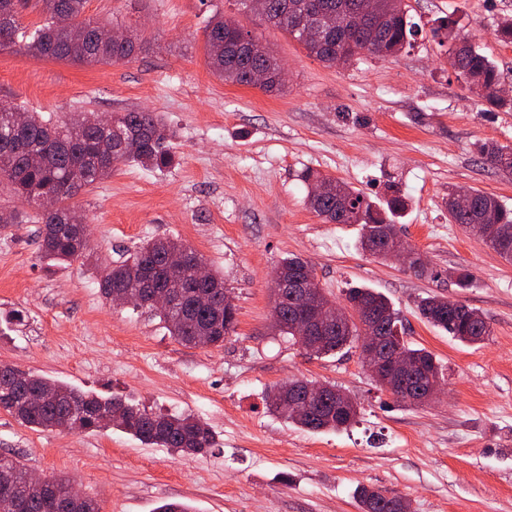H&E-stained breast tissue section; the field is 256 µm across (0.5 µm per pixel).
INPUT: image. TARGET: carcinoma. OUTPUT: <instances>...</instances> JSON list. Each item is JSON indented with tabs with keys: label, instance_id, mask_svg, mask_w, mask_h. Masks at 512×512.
I'll list each match as a JSON object with an SVG mask.
<instances>
[{
	"label": "carcinoma",
	"instance_id": "carcinoma-1",
	"mask_svg": "<svg viewBox=\"0 0 512 512\" xmlns=\"http://www.w3.org/2000/svg\"><path fill=\"white\" fill-rule=\"evenodd\" d=\"M86 0H34L43 20L28 29L19 22L20 9L28 0H0V52L23 49L34 59H55L84 65H109L131 57L135 41L131 36L121 42L103 41L95 32L102 24L84 16ZM240 10L258 19L267 30L288 34L307 54L327 65L336 64V55L346 53L344 63L350 64L366 56L394 57L411 45L418 33L410 20L407 0H265V8L255 13L248 0H238ZM371 9L367 23L349 38L328 33L318 41L302 38L296 22L312 24L318 17L336 11L347 15L362 4ZM82 28L86 37L74 41V29ZM434 32L448 41V63L469 89L480 94L495 108L512 109V99L498 93L500 74L495 65L467 37L458 33L451 18H442ZM496 39L512 44V17L500 18L494 30ZM208 66L218 79L237 85H249L248 73L256 63L276 71L281 67L278 57L264 46L259 37L241 26L217 15L210 21L204 43ZM170 128L154 112L128 111L112 116V125L104 126L93 112H75L65 122L53 123L37 112H23L18 106L0 112V183L7 185L19 198L30 204L44 195L56 196V209L35 215L16 209L0 216V230L31 221L40 225L39 247L43 258L61 266L89 254L91 246L81 211L72 200L83 190L108 178L119 166L135 162L163 170L175 162L170 149ZM478 151L484 162L506 178H512V147L496 142H483ZM336 193L318 196L308 192L307 205L318 216L334 224H359L358 249L378 259L396 241L395 222L410 206L408 196L398 193L381 203L372 201L361 190L342 181H335ZM465 205L457 204V193L448 195V221L480 235L503 259L512 262V208L500 199L474 189H467ZM181 242L152 238L142 242L127 259L106 264L101 272L99 289L106 301L112 295L141 291L145 272L151 287H171L178 297L168 311H158L143 301L139 308L158 317L177 342L198 346L203 338L212 347L224 345L237 327L236 308L224 306V277L206 268L207 277L197 283L194 268L204 264L202 256L190 251L184 256L186 288L170 281V259L180 255ZM306 262L299 257L279 261L276 269L288 278L304 277ZM347 305L357 304L369 309L372 318L332 324L305 344L311 355L322 358L353 347L364 331L386 335L399 328L405 334L400 312L381 293L371 289H349ZM420 315L432 326L466 344H477L491 335L488 318L482 312L460 301L432 295L418 304ZM291 298L283 299L272 311L274 328L292 343L299 342L292 318ZM398 345L412 363L436 376L442 369L432 353L412 348L404 341ZM292 396L274 386L265 394L267 411L283 421L311 432H339L351 426L360 414L358 404L350 397H339L342 390L330 391L316 402L305 397L307 379H297ZM0 410L11 414L20 423L39 429H58L67 418L79 422L70 428L96 433L107 425L132 435L139 441L168 448L183 455H204L215 447V432L191 413L153 411L121 398H105L80 392L62 382L32 372L20 371L0 364ZM28 469L16 456L0 454V512H101L98 501L86 496L69 508L60 504L69 496L70 479L50 478L45 488L26 483ZM356 496L362 512H410L404 497L380 488L359 486Z\"/></svg>",
	"mask_w": 512,
	"mask_h": 512
}]
</instances>
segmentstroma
<instances>
[{
  "label": "stroma",
  "mask_w": 512,
  "mask_h": 512,
  "mask_svg": "<svg viewBox=\"0 0 512 512\" xmlns=\"http://www.w3.org/2000/svg\"><path fill=\"white\" fill-rule=\"evenodd\" d=\"M419 33L391 58L328 67L282 32L238 13L234 0H87V18L133 34L140 51L112 65L77 66L0 53V102L47 120L77 111L148 110L175 132L176 162L135 163L80 193L90 245L108 261L149 238L180 240L221 272L237 309L223 346L188 348L158 317L112 308L95 273L76 260L59 268L39 254L34 224L0 232V363L78 390L209 425L218 444L179 456L110 428L97 434L36 430L0 410V454L30 472L62 475L103 512H154L185 502L195 512H360L358 486L407 498L412 512H512V263L448 221V192L478 188L512 206V180L477 146H512V112L488 107L458 80L432 32L453 16L497 65L512 91V44L493 35L512 0H408ZM235 19L285 66L279 90L225 83L204 56L214 14ZM321 171L371 200L407 194L396 230L429 273L357 248L360 227L334 224L306 204L304 169ZM298 256L320 287L345 304L352 287L390 299L405 339L443 367L444 393L411 406L379 389L357 349L313 358L274 335L269 281ZM474 274L458 288L451 269ZM441 295L483 312L492 334L463 344L424 322L422 298ZM14 309L24 324L6 321ZM292 378L333 384L361 414L348 430L313 433L267 413V390Z\"/></svg>",
  "instance_id": "35a3bbf8"
}]
</instances>
